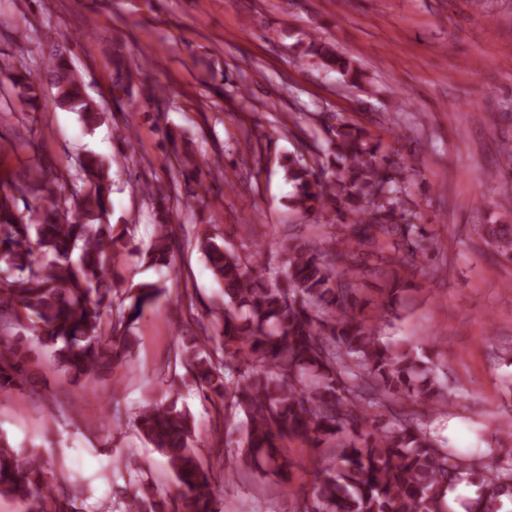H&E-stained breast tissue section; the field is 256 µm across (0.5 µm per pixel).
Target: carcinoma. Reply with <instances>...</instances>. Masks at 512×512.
Returning a JSON list of instances; mask_svg holds the SVG:
<instances>
[{
	"instance_id": "carcinoma-1",
	"label": "carcinoma",
	"mask_w": 512,
	"mask_h": 512,
	"mask_svg": "<svg viewBox=\"0 0 512 512\" xmlns=\"http://www.w3.org/2000/svg\"><path fill=\"white\" fill-rule=\"evenodd\" d=\"M305 54L351 85L363 71L334 46L308 35ZM60 37L46 64V83L60 109L79 115L92 132L107 112L86 92ZM25 109L39 110L35 77L26 67L0 63V85ZM112 108L131 114L139 106L122 81L113 85ZM172 145L176 174L200 181L196 152L163 131ZM328 148L315 145L281 158L298 211L334 224L349 220L353 235L325 251L307 240H291L283 272L274 279L255 251L246 259L208 230L194 248L221 287V300L207 309V322L176 329L174 365L182 367L201 398L220 399L224 418L239 419V454L227 474L241 469L289 481L281 448L298 440L328 448L301 512H452L446 493L464 481L479 493L467 512H512V448L460 452L438 444L424 428L376 420L371 410L390 408L412 395L425 408L444 406L453 393L429 362L407 344L383 342L378 319L356 313L360 282L380 240L395 237L394 257L418 265L424 229L401 222L403 201L391 160L370 133L343 121L326 128ZM112 159L87 153L72 175L81 187L62 194L47 165L0 189V395L29 384L21 328L49 348L54 363L74 380L127 362L134 345L131 325L169 288L143 283L120 289L107 263L129 249L125 233L109 221ZM157 216L156 232L142 252L146 263L176 272L181 249L174 223L172 189L143 184ZM22 200L24 209L17 207ZM486 233L504 256L512 255V225L491 224ZM168 398L147 403L134 418L141 438L165 459L176 492L127 494L113 512H222L209 496L212 473L203 469L190 414L178 408V386ZM83 483L47 475L41 458L24 456L0 437V497L24 502V512H80Z\"/></svg>"
}]
</instances>
